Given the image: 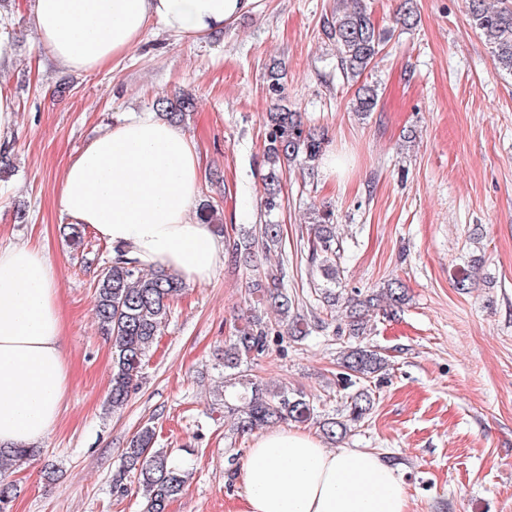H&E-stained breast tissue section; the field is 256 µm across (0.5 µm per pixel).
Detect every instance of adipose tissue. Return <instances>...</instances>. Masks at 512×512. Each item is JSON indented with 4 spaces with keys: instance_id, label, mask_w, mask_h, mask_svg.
<instances>
[{
    "instance_id": "adipose-tissue-1",
    "label": "adipose tissue",
    "mask_w": 512,
    "mask_h": 512,
    "mask_svg": "<svg viewBox=\"0 0 512 512\" xmlns=\"http://www.w3.org/2000/svg\"><path fill=\"white\" fill-rule=\"evenodd\" d=\"M254 0H34L38 43L76 72H96L153 24L179 39L222 34ZM200 191L192 137L144 112L114 123L64 170L58 205L113 256L210 280L224 245L191 209ZM59 273L45 251L0 245V445L31 446L56 427L71 385L61 349ZM244 512H408L381 456L324 447L288 429L262 435L240 467Z\"/></svg>"
}]
</instances>
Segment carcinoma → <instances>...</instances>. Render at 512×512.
Returning a JSON list of instances; mask_svg holds the SVG:
<instances>
[{"label": "carcinoma", "mask_w": 512, "mask_h": 512, "mask_svg": "<svg viewBox=\"0 0 512 512\" xmlns=\"http://www.w3.org/2000/svg\"><path fill=\"white\" fill-rule=\"evenodd\" d=\"M469 21L492 45L494 62L512 72V0H498L495 5L486 0H469ZM326 37L336 45L341 70L352 79L364 74L384 42L383 34L376 28L365 5L356 2L339 3L336 11L323 21ZM268 94L282 98L284 87L279 70L268 73ZM378 105L375 87L361 85L353 103V110L367 116ZM156 107L168 122L180 125L195 109V100L183 95L171 100L160 96ZM264 146L263 194L261 205L271 216L282 207L283 168L296 163L313 174L318 170L326 143L325 133L307 128L301 113L286 107L267 113ZM314 236L309 240L311 260L318 263L321 277L327 283L324 299L344 308V326L338 332L350 339L341 358L344 378L356 385L382 371L386 359L367 346L352 343L367 334L369 317L386 318L397 314L407 300L406 290L397 282H390L377 292L363 294L359 291L344 295L338 289L341 280L342 244L336 239L335 216L330 210L313 213ZM281 243V225L269 221L260 227V236L251 233L230 243L232 254L250 263L256 256L255 249L269 255ZM266 286L260 301L287 323L288 336L301 339L307 335L306 316L295 308V300L283 286L284 271L277 265L263 269ZM183 282L164 270L146 271L133 262L120 260L105 268L97 281L94 298V315L101 330L112 338V379L107 405L111 410L128 405L132 392L139 384L143 362L155 343L161 329L168 321L171 304L181 295ZM281 331L266 321L254 319L236 329L224 348L226 379L234 380V371L253 355H260L269 346V338ZM243 400L237 410V429L248 432L279 422L305 423L314 419V408L306 396L285 388L271 389L260 381L238 379ZM373 407L369 389L361 387L350 395L347 415L343 419L327 417L319 421L324 437L339 442L346 437L350 424L361 421ZM36 448H0V460L17 463L36 456ZM125 470L137 477V493L143 501L142 512H168L171 503L185 489L188 472L176 463L167 452L156 447V432L152 427L141 429L122 449ZM17 486L0 478V512H9Z\"/></svg>", "instance_id": "obj_1"}]
</instances>
